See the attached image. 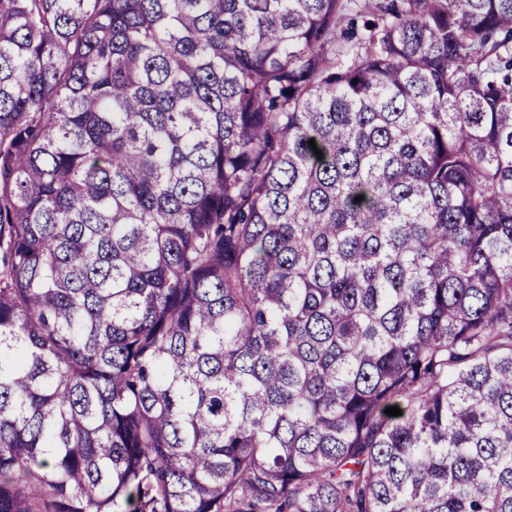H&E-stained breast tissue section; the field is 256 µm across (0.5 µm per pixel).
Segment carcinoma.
Segmentation results:
<instances>
[{
  "label": "carcinoma",
  "instance_id": "1",
  "mask_svg": "<svg viewBox=\"0 0 512 512\" xmlns=\"http://www.w3.org/2000/svg\"><path fill=\"white\" fill-rule=\"evenodd\" d=\"M0 245V512H512V0H0Z\"/></svg>",
  "mask_w": 512,
  "mask_h": 512
}]
</instances>
